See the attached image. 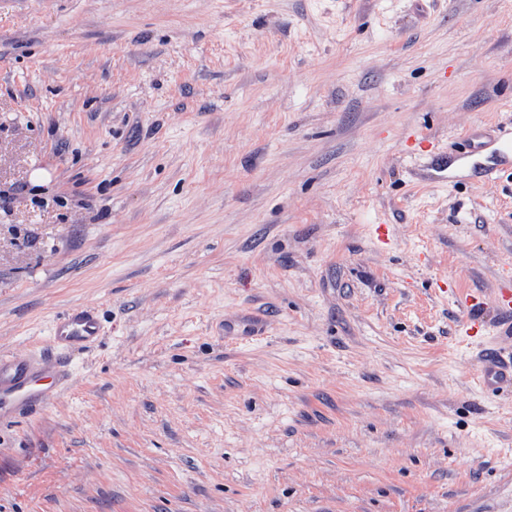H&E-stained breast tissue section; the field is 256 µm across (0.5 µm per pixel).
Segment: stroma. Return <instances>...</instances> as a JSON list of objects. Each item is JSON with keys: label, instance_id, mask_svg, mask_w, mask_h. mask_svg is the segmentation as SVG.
Wrapping results in <instances>:
<instances>
[{"label": "stroma", "instance_id": "obj_1", "mask_svg": "<svg viewBox=\"0 0 512 512\" xmlns=\"http://www.w3.org/2000/svg\"><path fill=\"white\" fill-rule=\"evenodd\" d=\"M512 0H0V352L99 342L0 424V512H512ZM391 228L380 242L374 227ZM418 144L415 153L422 162L413 175L422 182L448 180V169L454 164L479 170L487 182L512 167V142L490 139L478 127L467 132L463 143L448 141L446 150L439 149L432 140L422 139ZM512 282L511 280L501 282L488 298L482 294L464 291L459 288H448L453 296L456 305L467 312L470 321L466 324V335L479 333L483 325L476 321L475 316L488 304L494 306L499 314V323L505 326L498 336H505L512 339ZM101 323L96 310L82 306L60 315L52 326L51 342L60 350H70L92 343L101 335Z\"/></svg>", "mask_w": 512, "mask_h": 512}]
</instances>
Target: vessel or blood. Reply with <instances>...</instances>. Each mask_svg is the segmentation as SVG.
<instances>
[{
	"label": "vessel or blood",
	"mask_w": 512,
	"mask_h": 512,
	"mask_svg": "<svg viewBox=\"0 0 512 512\" xmlns=\"http://www.w3.org/2000/svg\"><path fill=\"white\" fill-rule=\"evenodd\" d=\"M420 159L413 174L422 182L444 181L450 166L471 167L490 182L506 168L512 167V142L497 141L481 128L467 132L463 142L449 143L439 149L433 141L420 140L415 150ZM456 305L470 317L467 333H479L483 326L476 319L485 306H494L499 314L505 338L512 339V282H501L492 295L452 289ZM101 334V323L94 308L82 306L60 315L52 326L51 342L58 355L22 359L0 355V421H8L33 408L45 405L61 389L66 362L63 351L92 343Z\"/></svg>",
	"instance_id": "obj_1"
}]
</instances>
